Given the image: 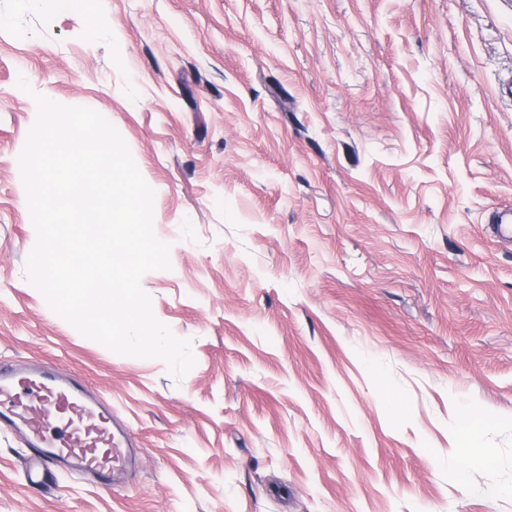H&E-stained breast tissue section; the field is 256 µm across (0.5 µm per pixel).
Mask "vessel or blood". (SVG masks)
<instances>
[{
	"instance_id": "b4317fda",
	"label": "vessel or blood",
	"mask_w": 512,
	"mask_h": 512,
	"mask_svg": "<svg viewBox=\"0 0 512 512\" xmlns=\"http://www.w3.org/2000/svg\"><path fill=\"white\" fill-rule=\"evenodd\" d=\"M28 384L41 393L39 419L53 421L60 429L50 438L40 430L38 419L0 410V425L22 434L31 450L29 485H42L55 470L109 483L131 463L126 444L112 427L109 405L90 394L76 376L53 365L0 367V395Z\"/></svg>"
}]
</instances>
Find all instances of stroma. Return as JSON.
Instances as JSON below:
<instances>
[{
  "mask_svg": "<svg viewBox=\"0 0 512 512\" xmlns=\"http://www.w3.org/2000/svg\"><path fill=\"white\" fill-rule=\"evenodd\" d=\"M39 95L154 190L182 378L26 282ZM509 207L512 0H0V362L71 371L137 448L33 488L2 426L0 512H512Z\"/></svg>",
  "mask_w": 512,
  "mask_h": 512,
  "instance_id": "35a3bbf8",
  "label": "stroma"
}]
</instances>
